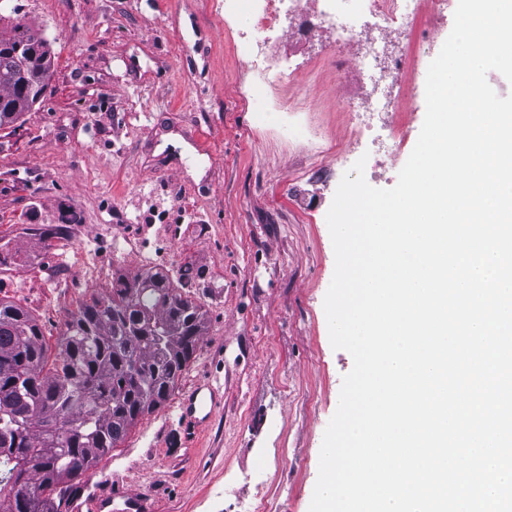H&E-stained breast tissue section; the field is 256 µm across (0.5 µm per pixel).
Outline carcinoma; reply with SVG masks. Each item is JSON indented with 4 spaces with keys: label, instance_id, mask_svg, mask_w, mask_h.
<instances>
[{
    "label": "carcinoma",
    "instance_id": "cac0c4a2",
    "mask_svg": "<svg viewBox=\"0 0 512 512\" xmlns=\"http://www.w3.org/2000/svg\"><path fill=\"white\" fill-rule=\"evenodd\" d=\"M54 75L43 33L22 17L0 35V128L32 110ZM206 312L161 270L112 282L68 314L58 360L44 372L42 330L0 300V504L70 512L100 457L177 387Z\"/></svg>",
    "mask_w": 512,
    "mask_h": 512
}]
</instances>
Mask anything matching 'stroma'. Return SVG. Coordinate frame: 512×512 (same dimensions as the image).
I'll use <instances>...</instances> for the list:
<instances>
[{
	"instance_id": "1",
	"label": "stroma",
	"mask_w": 512,
	"mask_h": 512,
	"mask_svg": "<svg viewBox=\"0 0 512 512\" xmlns=\"http://www.w3.org/2000/svg\"><path fill=\"white\" fill-rule=\"evenodd\" d=\"M319 11V0H302L270 53L294 70L279 76V97L304 106L303 124L333 144L324 156L262 118L240 26L225 24L222 0L0 8V35L9 17H25L51 39L56 68L40 103L0 129V240L14 253L0 267V298L38 320L55 361L66 313L108 294L113 278L142 272L141 254L179 225L160 267L189 272L184 293L206 311L207 330L177 389L205 377L224 389V410L198 441L176 396L140 420L94 466L84 501L117 482L150 495L154 512H231L258 477L278 512H309L324 433L353 366L332 348L324 311L335 269L326 216L356 150L336 102L366 89L356 47L336 58ZM452 27L433 26L405 88L408 149L425 118L428 67ZM408 149L385 156L384 174L366 173L368 184L394 187ZM70 215L74 224L52 247L27 233ZM128 237L138 253L115 254L113 242ZM89 255L100 270L92 282L81 270Z\"/></svg>"
}]
</instances>
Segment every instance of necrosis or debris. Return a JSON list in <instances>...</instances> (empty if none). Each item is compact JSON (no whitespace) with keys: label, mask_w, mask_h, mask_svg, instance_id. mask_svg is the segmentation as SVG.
I'll return each mask as SVG.
<instances>
[{"label":"necrosis or debris","mask_w":512,"mask_h":512,"mask_svg":"<svg viewBox=\"0 0 512 512\" xmlns=\"http://www.w3.org/2000/svg\"><path fill=\"white\" fill-rule=\"evenodd\" d=\"M298 0H224V15L237 18L248 14L251 19L248 33L240 44L246 62L254 77L253 86L265 91L268 111L277 113L286 121L296 116V109L285 105L273 90L275 77L271 72L267 53V32L285 26ZM319 20L330 28L337 47L358 43L360 51L356 66L363 70L370 82L366 98H343L338 107L348 112L351 128L357 140H367L376 151L400 152L406 145L404 122L398 116L402 103L395 90L392 76L398 72L415 75L418 66L416 55L396 53L387 39L369 36L351 24L357 13L375 16L385 28L397 30L411 37L413 42L430 39V28L422 19L418 0H320Z\"/></svg>","instance_id":"necrosis-or-debris-1"}]
</instances>
